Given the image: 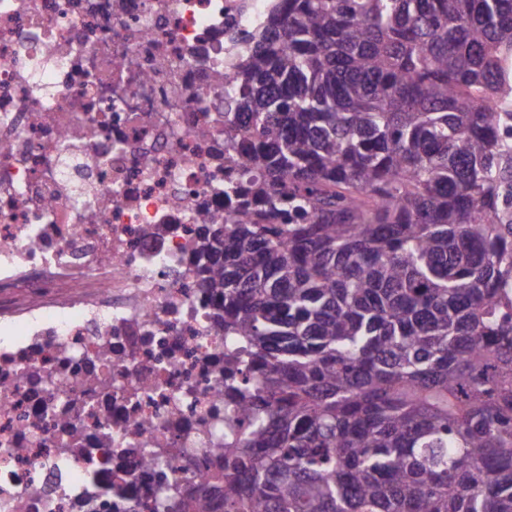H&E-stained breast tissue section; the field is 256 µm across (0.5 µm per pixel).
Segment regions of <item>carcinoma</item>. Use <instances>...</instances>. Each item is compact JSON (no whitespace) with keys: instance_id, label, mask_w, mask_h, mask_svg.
I'll list each match as a JSON object with an SVG mask.
<instances>
[{"instance_id":"cac0c4a2","label":"carcinoma","mask_w":512,"mask_h":512,"mask_svg":"<svg viewBox=\"0 0 512 512\" xmlns=\"http://www.w3.org/2000/svg\"><path fill=\"white\" fill-rule=\"evenodd\" d=\"M238 82L249 413L182 512H512V0H282Z\"/></svg>"}]
</instances>
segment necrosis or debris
I'll return each instance as SVG.
<instances>
[{
    "label": "necrosis or debris",
    "mask_w": 512,
    "mask_h": 512,
    "mask_svg": "<svg viewBox=\"0 0 512 512\" xmlns=\"http://www.w3.org/2000/svg\"><path fill=\"white\" fill-rule=\"evenodd\" d=\"M276 0H0V512H148L227 435L201 225L259 205L239 64Z\"/></svg>",
    "instance_id": "4bbe7bcc"
}]
</instances>
